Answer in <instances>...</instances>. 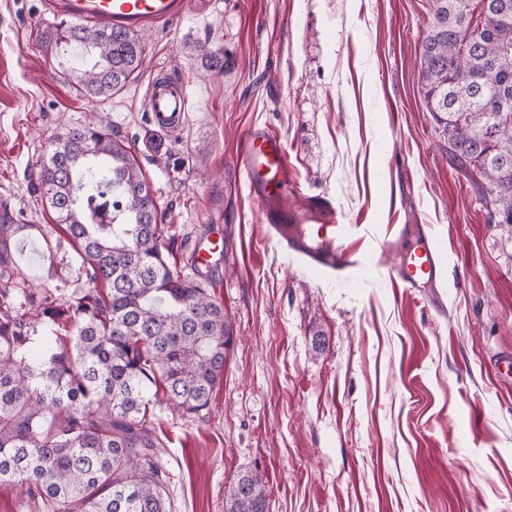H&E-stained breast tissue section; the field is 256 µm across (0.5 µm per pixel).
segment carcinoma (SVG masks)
<instances>
[{
	"mask_svg": "<svg viewBox=\"0 0 512 512\" xmlns=\"http://www.w3.org/2000/svg\"><path fill=\"white\" fill-rule=\"evenodd\" d=\"M459 2L433 0L420 55L425 97L490 216L512 224V0H491L465 57ZM43 41L94 56L68 74L90 103L111 98L145 59L141 39L122 30L71 23ZM38 188L91 287L69 297L23 290L19 303L0 292V485L41 512H171L149 410H209L233 341L224 306L166 262L171 225L101 125L62 128ZM63 319L69 335L37 337ZM226 512H268L259 471L237 473Z\"/></svg>",
	"mask_w": 512,
	"mask_h": 512,
	"instance_id": "obj_1",
	"label": "carcinoma"
}]
</instances>
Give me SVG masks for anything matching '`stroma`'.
<instances>
[{
	"instance_id": "1",
	"label": "stroma",
	"mask_w": 512,
	"mask_h": 512,
	"mask_svg": "<svg viewBox=\"0 0 512 512\" xmlns=\"http://www.w3.org/2000/svg\"><path fill=\"white\" fill-rule=\"evenodd\" d=\"M432 0H188L172 29L144 33L145 63L111 99L80 98L79 60L45 45L43 0H0V196L10 291L86 287L81 258L37 188L62 123L102 117L130 148L189 274L191 246L221 234L244 255L198 279L234 340L211 410L155 406L172 512H225L237 473L265 477L269 512H512V226L491 221L426 107L421 40ZM229 58L205 71L200 51ZM185 81V126L144 147L143 93L156 73ZM285 141L299 188L345 224L431 225L447 261L433 307L377 275L351 285L309 270L266 235L238 137ZM481 424L471 428L472 414Z\"/></svg>"
}]
</instances>
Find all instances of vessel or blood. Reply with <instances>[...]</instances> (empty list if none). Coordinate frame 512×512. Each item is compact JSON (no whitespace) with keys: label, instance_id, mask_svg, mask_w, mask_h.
<instances>
[{"label":"vessel or blood","instance_id":"1","mask_svg":"<svg viewBox=\"0 0 512 512\" xmlns=\"http://www.w3.org/2000/svg\"><path fill=\"white\" fill-rule=\"evenodd\" d=\"M44 6L57 18L140 33L176 24L187 0H45ZM143 110L154 131L179 129L189 110L187 85L154 77L143 96ZM235 164L245 174L249 196L261 211L268 236L303 257L309 267L354 282L382 271L408 295L426 298L441 262V252L428 233H420L418 243L405 246L400 225H386L383 235L371 236L363 225L337 223L330 198L299 192L287 148L269 127L254 125L241 134ZM229 254L227 241L218 236L207 246L194 247L191 263L202 270L227 261Z\"/></svg>","mask_w":512,"mask_h":512}]
</instances>
